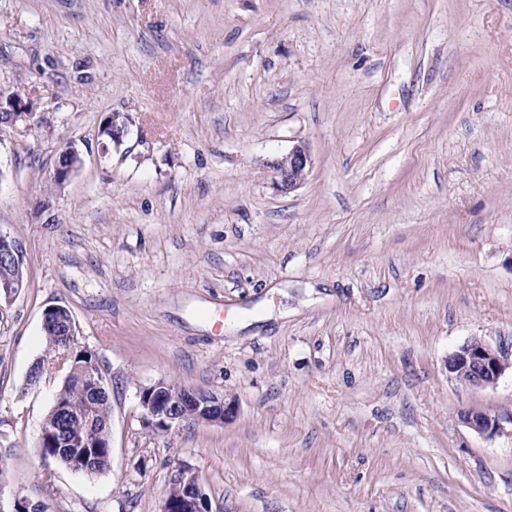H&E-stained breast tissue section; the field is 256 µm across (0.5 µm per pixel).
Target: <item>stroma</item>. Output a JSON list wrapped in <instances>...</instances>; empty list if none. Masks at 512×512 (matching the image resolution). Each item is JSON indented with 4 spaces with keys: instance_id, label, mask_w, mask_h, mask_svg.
Wrapping results in <instances>:
<instances>
[{
    "instance_id": "35a3bbf8",
    "label": "stroma",
    "mask_w": 512,
    "mask_h": 512,
    "mask_svg": "<svg viewBox=\"0 0 512 512\" xmlns=\"http://www.w3.org/2000/svg\"><path fill=\"white\" fill-rule=\"evenodd\" d=\"M0 92L35 112L0 132L26 272L0 300V512H160L183 464L211 512H512V436L459 418L512 411V376L446 367L512 352V0H0ZM52 305L106 379L95 474L37 453ZM160 379L234 413L150 430ZM130 125L131 120L128 115L115 112L104 119L103 133L112 136V144L118 148L124 144L129 135ZM83 165L80 150L73 143L67 144L60 152L54 172V183L61 187ZM270 167L276 174L275 188L289 193L305 182L312 164V158L306 144L295 145L287 154L274 158ZM448 372L465 385L485 387L494 385L508 371L512 374L510 357L477 338L463 343L447 360Z\"/></svg>"
}]
</instances>
